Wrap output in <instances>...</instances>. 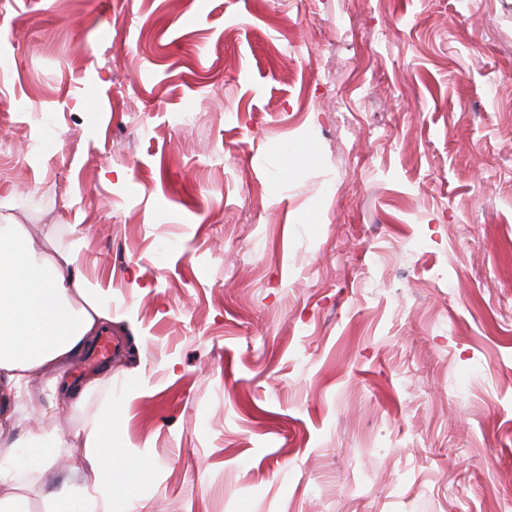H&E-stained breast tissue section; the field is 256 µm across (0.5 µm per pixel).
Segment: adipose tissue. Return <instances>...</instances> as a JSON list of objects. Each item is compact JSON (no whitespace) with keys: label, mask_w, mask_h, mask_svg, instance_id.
Listing matches in <instances>:
<instances>
[{"label":"adipose tissue","mask_w":512,"mask_h":512,"mask_svg":"<svg viewBox=\"0 0 512 512\" xmlns=\"http://www.w3.org/2000/svg\"><path fill=\"white\" fill-rule=\"evenodd\" d=\"M110 289L89 286L69 252H47L24 225L0 226V405L9 406L23 383L63 366L98 336L108 320ZM117 420L105 419L91 430L95 482L79 493H48L46 512H112L114 493L135 500L137 487L150 475L146 462L127 459L119 450ZM63 440L42 430L28 431L24 448L0 442V512H30L21 494L23 472H41L53 464ZM125 482L115 488L113 473Z\"/></svg>","instance_id":"adipose-tissue-1"}]
</instances>
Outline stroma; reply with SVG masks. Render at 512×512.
Instances as JSON below:
<instances>
[{
    "label": "stroma",
    "instance_id": "1",
    "mask_svg": "<svg viewBox=\"0 0 512 512\" xmlns=\"http://www.w3.org/2000/svg\"><path fill=\"white\" fill-rule=\"evenodd\" d=\"M0 152L124 343L0 425L31 512L109 412L144 512L512 500V0H0ZM35 429L28 431L22 454L15 444L0 442V487L20 489L24 475L20 470L42 472L52 466L56 450L66 448L60 437L44 434L38 425Z\"/></svg>",
    "mask_w": 512,
    "mask_h": 512
}]
</instances>
